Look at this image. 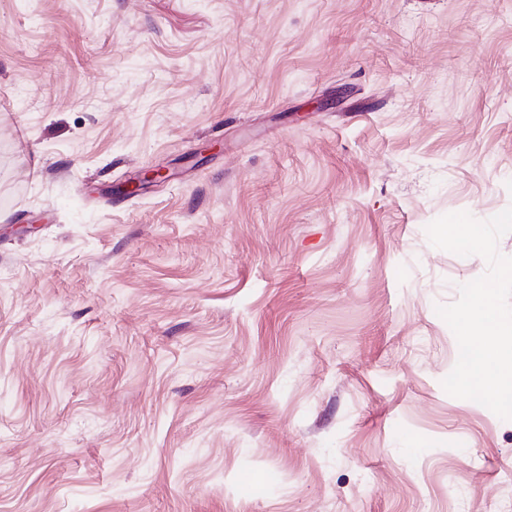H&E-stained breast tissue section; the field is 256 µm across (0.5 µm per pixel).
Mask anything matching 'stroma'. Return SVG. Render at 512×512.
Listing matches in <instances>:
<instances>
[{"label":"stroma","instance_id":"obj_1","mask_svg":"<svg viewBox=\"0 0 512 512\" xmlns=\"http://www.w3.org/2000/svg\"><path fill=\"white\" fill-rule=\"evenodd\" d=\"M511 206L512 0H0V512H512Z\"/></svg>","mask_w":512,"mask_h":512}]
</instances>
